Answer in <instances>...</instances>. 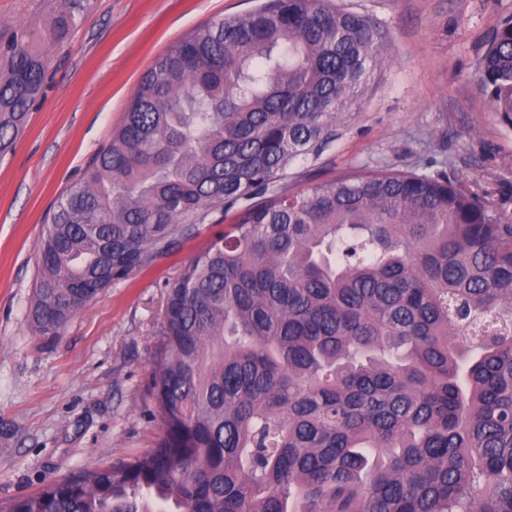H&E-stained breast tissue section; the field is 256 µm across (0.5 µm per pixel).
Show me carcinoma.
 Segmentation results:
<instances>
[{"label": "carcinoma", "instance_id": "cac0c4a2", "mask_svg": "<svg viewBox=\"0 0 512 512\" xmlns=\"http://www.w3.org/2000/svg\"><path fill=\"white\" fill-rule=\"evenodd\" d=\"M71 23L0 33L1 153ZM385 45L331 0H265L157 57L43 227L33 330L248 205L168 285L154 447L0 512H512V217L440 173L277 186ZM475 75L512 127V17Z\"/></svg>", "mask_w": 512, "mask_h": 512}]
</instances>
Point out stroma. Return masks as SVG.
<instances>
[{
  "instance_id": "1",
  "label": "stroma",
  "mask_w": 512,
  "mask_h": 512,
  "mask_svg": "<svg viewBox=\"0 0 512 512\" xmlns=\"http://www.w3.org/2000/svg\"><path fill=\"white\" fill-rule=\"evenodd\" d=\"M76 23L46 49L49 69L13 149L0 154V500L153 448L150 397L167 280L220 228L116 282L56 336L34 333L29 301L43 225L108 140L140 77L194 29L260 0H77ZM384 31L386 59L319 159L288 170L290 191L382 167L446 173L512 216V127L474 63L512 0H334ZM62 0H0V31L52 23Z\"/></svg>"
}]
</instances>
